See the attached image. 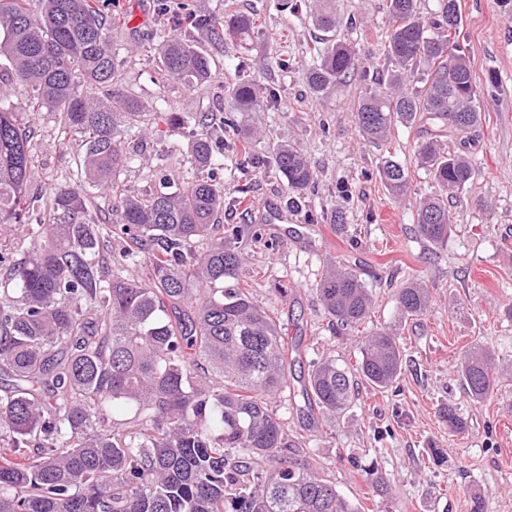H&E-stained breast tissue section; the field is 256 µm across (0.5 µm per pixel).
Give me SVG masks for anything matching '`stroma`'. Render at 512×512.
<instances>
[{
  "mask_svg": "<svg viewBox=\"0 0 512 512\" xmlns=\"http://www.w3.org/2000/svg\"><path fill=\"white\" fill-rule=\"evenodd\" d=\"M466 44L476 82L485 88L487 108L469 151L479 170L475 191L448 201L452 231L441 245L422 238L412 205L395 201L378 174L379 153L355 124L359 76L310 94L298 60L314 57L320 31L307 0H111L112 13L129 14L122 40L130 55L124 84L158 119L152 134L134 142L149 169L132 168V190L154 187L151 170L167 173L173 187L191 177L184 129L164 115L190 112L212 124L224 120V96L236 71L250 73L273 94L261 111L238 114V130L257 131L259 152L277 144L293 146L309 162L314 179L300 205L289 202L287 179L260 163L241 180L232 147L224 149V208L219 224H249L261 241L238 242L243 264L228 288L248 289L260 305L274 310L286 336L299 343L301 367L325 357L355 366L362 341L379 329L397 332L403 347L401 373L387 390L361 385L346 414L308 425L298 394L282 391L272 405L288 433L306 440L311 467L335 482L352 502L369 512H468V497L479 494L484 512H512V9L502 0H459ZM223 18L225 9L256 16L260 32L248 38L225 35L215 41L209 28L189 30L190 39L215 61L211 79L184 88L160 87L152 56L155 30L170 26L183 7ZM341 16L357 23L352 39L364 66L383 62L391 28L384 0H337ZM294 67L283 69L279 59ZM495 88H488V77ZM30 92L13 80L0 107L18 114L31 133L35 181L50 187L76 173L81 147L62 138L50 112L29 109ZM426 134L420 126L392 132L394 158L407 167L418 193L434 183L415 161ZM287 210L269 221L272 207ZM343 212L346 228L336 231L327 217ZM352 267L373 297L362 323L337 327L324 313L315 285L327 265ZM421 280L430 306L421 319L401 322L396 292L408 279ZM489 347L497 359L498 386L474 403L454 371L471 345ZM453 405L466 429L449 434L441 409ZM382 491H374L375 479Z\"/></svg>",
  "mask_w": 512,
  "mask_h": 512,
  "instance_id": "35a3bbf8",
  "label": "stroma"
}]
</instances>
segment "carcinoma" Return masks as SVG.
<instances>
[{"instance_id": "carcinoma-1", "label": "carcinoma", "mask_w": 512, "mask_h": 512, "mask_svg": "<svg viewBox=\"0 0 512 512\" xmlns=\"http://www.w3.org/2000/svg\"><path fill=\"white\" fill-rule=\"evenodd\" d=\"M392 21L385 64L365 80L356 124L375 148L397 125H430L417 151L438 191L414 202L418 231L440 244L451 225L445 195L471 187L476 170L467 141L447 150L451 129L482 125L480 93L468 49L460 41L458 0H437L425 21L417 0H385ZM103 0H0V57L31 91L35 112H53L80 135L81 176L43 191L33 186L30 131L0 108V512H361L336 484L303 459L302 437L288 435L268 399L287 386L288 337L274 313L224 279L241 265L242 227L214 223L224 209V136L235 119L209 127L194 115L193 180L170 190L131 194L126 172L140 158L125 132L144 118V105L123 89L125 57L112 32L124 29ZM315 27L326 34L316 60L304 65L318 95L359 68L357 44L340 36L335 0H316ZM225 26L247 36L257 20L229 13ZM154 55L159 79L191 88L210 78L213 60L191 40L164 29ZM106 93L93 97L92 88ZM239 74L228 112H258L270 98ZM256 140L233 145L240 166L257 162ZM271 163L288 180L291 203L313 180L307 160L290 145ZM379 175L397 199L411 193L408 170L383 155ZM118 221L98 223L90 191ZM126 245L116 251L112 240ZM142 257V275L124 276ZM325 312L342 324L368 316L372 297L358 271L326 270L316 284ZM404 317L424 314L428 289L410 281L397 292ZM403 355L395 334L380 330L361 347L355 368L326 357L299 380L306 416L350 408L359 381L385 389ZM475 403L492 397L496 372L487 347H469L456 365ZM448 432L467 421L453 405L441 409Z\"/></svg>"}]
</instances>
